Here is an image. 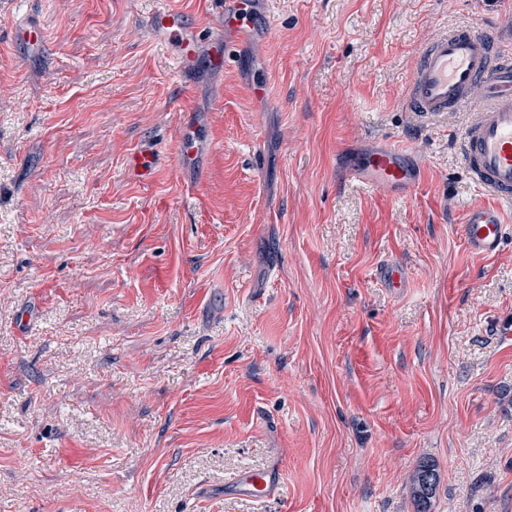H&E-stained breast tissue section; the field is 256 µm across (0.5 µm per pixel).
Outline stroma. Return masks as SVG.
Instances as JSON below:
<instances>
[{
	"label": "stroma",
	"instance_id": "stroma-1",
	"mask_svg": "<svg viewBox=\"0 0 512 512\" xmlns=\"http://www.w3.org/2000/svg\"><path fill=\"white\" fill-rule=\"evenodd\" d=\"M161 6L220 23L208 0H0V512H415L423 461L432 512H512V223L467 248L492 202L473 112L405 98L423 44L512 32V0H270L248 67L189 83L146 31ZM25 12L42 51L11 40ZM382 142L420 159L412 194L348 176ZM247 470L275 494L244 496ZM178 154L182 166L195 162L198 155L197 136L194 127H185L178 140ZM438 475L432 464L423 463L412 476V491L416 512H429L435 495Z\"/></svg>",
	"mask_w": 512,
	"mask_h": 512
}]
</instances>
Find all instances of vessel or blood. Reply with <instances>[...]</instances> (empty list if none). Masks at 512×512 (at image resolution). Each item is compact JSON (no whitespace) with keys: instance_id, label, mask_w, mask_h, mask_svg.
Segmentation results:
<instances>
[{"instance_id":"obj_1","label":"vessel or blood","mask_w":512,"mask_h":512,"mask_svg":"<svg viewBox=\"0 0 512 512\" xmlns=\"http://www.w3.org/2000/svg\"><path fill=\"white\" fill-rule=\"evenodd\" d=\"M222 24L209 38L208 48L200 46L198 26L183 13L158 9L148 20L152 38L178 50L182 69H194L199 61L223 70L227 55L255 31H269L261 21L255 0H224ZM17 45L43 49L44 36L31 17L17 21ZM505 36H493L464 28L449 32L423 45L408 90V105L421 117L438 116L475 105L479 113L461 141V154L468 172L479 187L495 200L491 206L469 208L463 229L469 249L477 254L496 252L503 235V213L512 206V53L504 46ZM182 165L195 162L198 155L196 131L185 127L178 140ZM422 169L409 152L386 144L362 155L349 171L352 178L400 193L413 190Z\"/></svg>"}]
</instances>
